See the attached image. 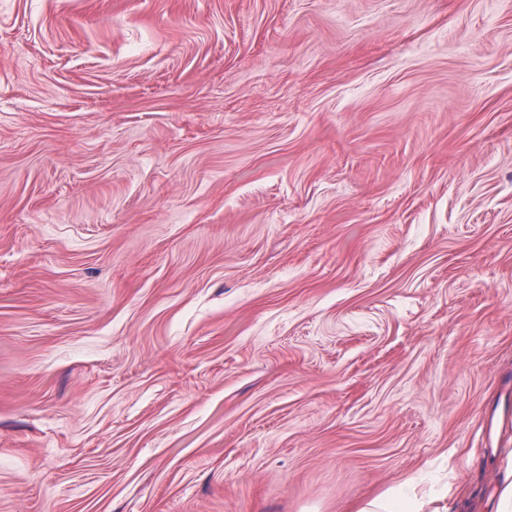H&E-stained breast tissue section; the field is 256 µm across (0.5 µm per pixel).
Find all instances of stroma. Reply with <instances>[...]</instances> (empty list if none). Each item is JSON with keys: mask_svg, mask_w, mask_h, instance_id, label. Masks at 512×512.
<instances>
[{"mask_svg": "<svg viewBox=\"0 0 512 512\" xmlns=\"http://www.w3.org/2000/svg\"><path fill=\"white\" fill-rule=\"evenodd\" d=\"M512 0H0V512H494ZM418 508L416 499L401 494H391L370 502L358 512H415Z\"/></svg>", "mask_w": 512, "mask_h": 512, "instance_id": "1", "label": "stroma"}]
</instances>
